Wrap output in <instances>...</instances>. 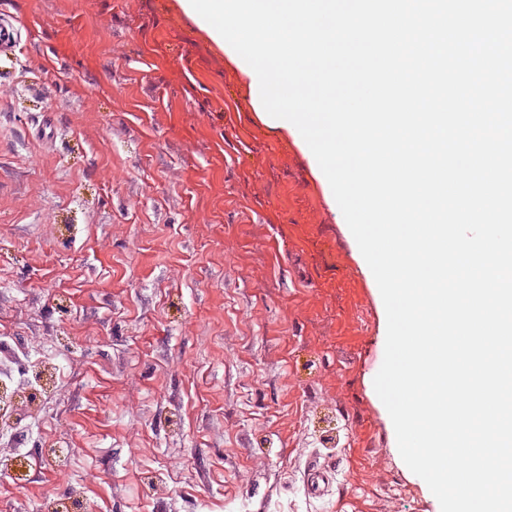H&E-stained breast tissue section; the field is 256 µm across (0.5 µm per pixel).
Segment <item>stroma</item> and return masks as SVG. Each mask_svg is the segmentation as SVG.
<instances>
[{
  "mask_svg": "<svg viewBox=\"0 0 512 512\" xmlns=\"http://www.w3.org/2000/svg\"><path fill=\"white\" fill-rule=\"evenodd\" d=\"M0 18V512H436L374 276L223 41L183 0Z\"/></svg>",
  "mask_w": 512,
  "mask_h": 512,
  "instance_id": "obj_1",
  "label": "stroma"
}]
</instances>
